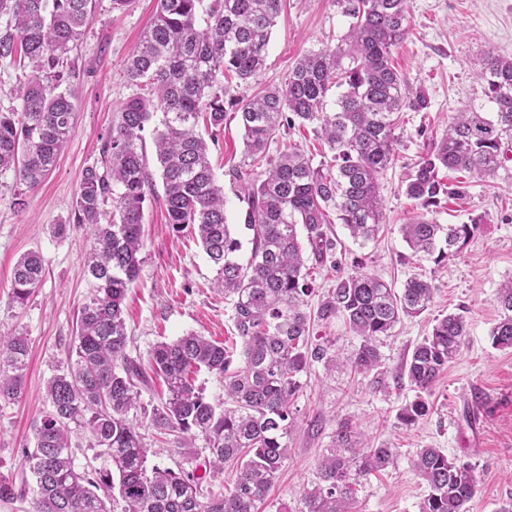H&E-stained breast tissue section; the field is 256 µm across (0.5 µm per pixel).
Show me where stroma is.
Segmentation results:
<instances>
[{"label": "stroma", "mask_w": 512, "mask_h": 512, "mask_svg": "<svg viewBox=\"0 0 512 512\" xmlns=\"http://www.w3.org/2000/svg\"><path fill=\"white\" fill-rule=\"evenodd\" d=\"M154 11L155 0H130L120 10L112 0H93L70 55L76 117L56 167L33 189L13 172L0 174V333H24L30 346L21 397L0 399L2 475L16 472L22 449L33 447L34 426L47 408L46 384L67 362L79 311L94 292L84 265L90 239L84 227L70 224L71 206L83 169L100 163L113 121L137 92L126 63ZM348 25L333 0H284L265 69L235 88V95L284 87L297 59L336 46ZM490 53L512 58V0H410L409 33L394 50L392 64L411 90L426 93L429 106L393 115L396 158L379 176L384 220L377 237L355 243L337 220L325 230L342 244L341 268L364 261L369 271L398 288L411 277H424L435 287L434 299L425 312L401 319L391 336L382 338L383 373L363 376L342 365L331 370L315 362L301 374L289 452L260 512L301 508L305 493L318 483L319 461L341 419L356 426L364 446L386 442L396 450L393 466L363 481L355 512H418L426 485L413 471L412 459L423 448H440L474 465L477 492L469 512H495L512 498V348L494 347L490 337L500 315L497 291L512 280V171L487 182L464 172H444L445 182L462 181L466 189L459 196L441 197L430 208L429 219L480 223L448 265L412 257L400 231L420 213L405 194V180L429 144L441 138L459 110L490 111L486 85L479 78ZM243 152L239 121L227 118L210 147V161L224 187L232 224L240 223L246 204L228 172L241 163ZM64 223L69 226L66 236L55 235L54 225ZM142 236L141 270L123 303L129 353L147 357L156 343L191 332L233 345L232 304L213 289L215 270L191 229L178 231L168 224L161 193L146 197ZM30 251L40 253L44 276L21 306L12 300L11 280L16 261ZM450 313L462 314L466 321L465 344L433 387L429 416L401 425L397 415L414 392L394 385L392 378L436 319ZM310 334L332 355L349 354L359 344L340 318L312 322ZM208 457L207 443L198 436L168 444L153 462L192 469Z\"/></svg>", "instance_id": "1"}]
</instances>
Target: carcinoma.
<instances>
[{
  "label": "carcinoma",
  "instance_id": "carcinoma-1",
  "mask_svg": "<svg viewBox=\"0 0 512 512\" xmlns=\"http://www.w3.org/2000/svg\"><path fill=\"white\" fill-rule=\"evenodd\" d=\"M203 2L156 0L153 22L126 66L142 93L126 102L113 123L102 165L82 171L73 223L85 226L91 238L85 266L95 293L80 310L75 358L48 381V407L35 426L34 446L23 449L18 472L0 476L1 502L24 497L32 481L33 512H110L116 496L125 503L123 512H258L288 455L299 376L314 362L337 364L325 346L310 339L304 306L312 288L299 230L323 263L336 254L324 229L329 210H336L356 242L374 238L383 224L378 175L395 159L392 115L429 106L422 91L408 90L391 63L408 34L410 0H333L350 21L341 44L298 59L283 88L227 100L225 82L247 83L264 69L282 0H210L206 7ZM91 9L92 0H0V16L12 22L0 31V61L30 68L21 111L0 112V173L14 172L30 189L55 167L72 129L67 56ZM480 78L494 112L456 113L406 181V195L426 211L439 196L460 193V187L438 180L440 169L494 179L512 159V58L488 55ZM335 86L342 92L331 108L328 92ZM229 111L244 131V159L229 171L246 202L243 230L251 249L244 263L242 241L225 216L224 187L198 130L201 123L213 133L223 128ZM157 115L153 139L167 223L177 230L193 227L216 269L217 289L232 301L242 365L230 375L224 345L195 333L158 343L146 362L127 353L123 300L141 269L144 202L155 187L143 132ZM297 122L319 127L333 164L315 167L296 148L269 154L277 133ZM260 161L266 168L258 173L254 164ZM478 228L475 221L437 224L421 214L402 225V235L414 256L439 267L458 256ZM43 274L39 253L22 255L13 270V302L25 304ZM433 295L428 279L412 277L398 291L372 273L354 270L336 280L316 316L344 320L359 340L346 364L368 374L382 365L379 338L403 317L424 312ZM496 301L500 315L492 343L512 348V282L500 286ZM466 336L464 317L450 313L414 347L395 376V384L406 380L416 391L398 414L402 424L430 413L432 387ZM28 358L26 336L0 334V398L21 396ZM203 368L224 380V401L210 400L196 386ZM157 379L166 398L146 404L142 390ZM139 418L161 437L202 435L210 452L208 474L148 465L158 452L143 441ZM74 433L88 436L108 465L78 470ZM395 456L388 444L359 447L355 427L341 420L303 508L285 506L281 512H352L361 479L388 467ZM231 461L239 466L232 488L204 490V481L215 480ZM413 468L427 486L419 512H468L476 494L470 462L422 448Z\"/></svg>",
  "mask_w": 512,
  "mask_h": 512
}]
</instances>
